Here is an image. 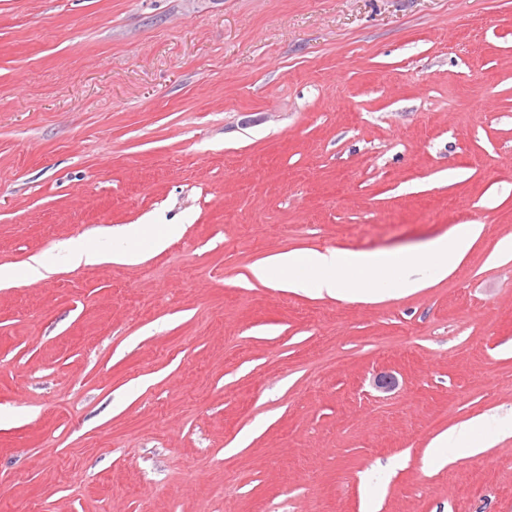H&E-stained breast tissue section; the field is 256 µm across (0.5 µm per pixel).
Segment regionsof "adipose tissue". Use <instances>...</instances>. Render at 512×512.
Listing matches in <instances>:
<instances>
[{
	"label": "adipose tissue",
	"mask_w": 512,
	"mask_h": 512,
	"mask_svg": "<svg viewBox=\"0 0 512 512\" xmlns=\"http://www.w3.org/2000/svg\"><path fill=\"white\" fill-rule=\"evenodd\" d=\"M482 225L454 227L451 234L431 241L426 250L403 253L337 251L288 252L258 265L254 274L273 285L315 289L341 300H369L381 285L401 294L444 279L463 261Z\"/></svg>",
	"instance_id": "ef3b65f1"
}]
</instances>
